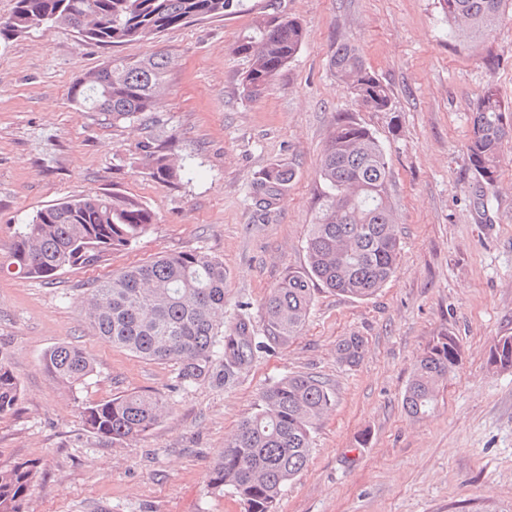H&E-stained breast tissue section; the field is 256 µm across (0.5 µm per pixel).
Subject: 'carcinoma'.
Masks as SVG:
<instances>
[{
	"label": "carcinoma",
	"instance_id": "obj_1",
	"mask_svg": "<svg viewBox=\"0 0 512 512\" xmlns=\"http://www.w3.org/2000/svg\"><path fill=\"white\" fill-rule=\"evenodd\" d=\"M509 0H440L454 29L490 31ZM239 0H16L0 20V41L40 25H67L93 45L148 41L158 34L200 20L222 16ZM302 24L285 15H267L234 52L249 60L242 80L248 99L266 95L276 77L305 44ZM169 57L154 52L141 58L107 63L86 74L69 90L77 105L102 112L112 123L133 121L152 111L164 89ZM330 68L368 112L393 109L388 88L366 64L359 49L340 44ZM512 139V110L486 89L476 100L466 146L480 177L476 199L496 185L499 157ZM147 175L172 183L182 165L170 150L151 139L141 144ZM327 187L306 242L307 267L290 271L266 296L264 335L240 318L224 331V265L200 251L172 252L93 281L84 315L96 334L142 359L177 366L184 387L226 379L262 352L286 343L303 329L315 287L365 300L384 288L400 255L397 217L389 196L390 168L374 133L350 117L337 115L320 160ZM293 170L274 165L265 170L258 190L267 204L277 199ZM153 212L138 200L114 193L64 200L42 209L0 242V273L10 269L31 279H48L66 268H96L114 251L128 248L151 230ZM363 340L350 336L337 347L350 366L363 354ZM461 349L447 333L434 337L417 361L403 394L404 410L421 417L435 405L440 388L457 366ZM46 372L69 387L81 385L95 369L93 356L70 343L43 355ZM22 387L0 345V417L15 415ZM333 403L318 379L284 376L258 396L253 413L242 420L209 471L214 493L231 488L245 512H273L283 488L307 466L312 433ZM84 426L112 441L145 436L169 411L159 393H130L102 402L79 403ZM38 473L35 460L0 468V512H28L29 492Z\"/></svg>",
	"mask_w": 512,
	"mask_h": 512
}]
</instances>
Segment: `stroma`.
Segmentation results:
<instances>
[{"label":"stroma","mask_w":512,"mask_h":512,"mask_svg":"<svg viewBox=\"0 0 512 512\" xmlns=\"http://www.w3.org/2000/svg\"><path fill=\"white\" fill-rule=\"evenodd\" d=\"M273 11L298 19L306 41L273 89L249 100V61L233 49ZM343 42L388 86L393 112L362 110L333 74ZM155 51L171 59L155 112L115 125L70 100L85 72ZM488 88L512 107V11L492 35L456 36L439 0H242L149 41L95 46L57 25L1 42L0 238L88 194L124 193L156 217L101 267L48 280L0 274V344L24 393L20 412L0 419V467L38 460L31 512H245L233 490L211 493L210 468L259 394L297 373L325 382L334 404L274 512H512V368L489 363L491 347L512 336V143L481 209L466 155L474 104ZM339 112L367 126L389 161L400 258L384 288L367 300L318 289L299 336L228 380L186 389L173 364L96 335L82 313L93 279L186 250L223 263L225 325L245 314L263 332L270 289L306 267L326 190L320 159ZM171 134L186 172L168 184L147 175L138 145ZM274 164L295 177L267 210L255 186ZM442 331L456 336L461 359L434 410L415 418L403 394ZM348 336L364 340L354 366L337 355ZM62 342L96 360L73 393L42 365ZM131 392L163 394L169 413L135 441L86 430L78 402Z\"/></svg>","instance_id":"obj_1"}]
</instances>
